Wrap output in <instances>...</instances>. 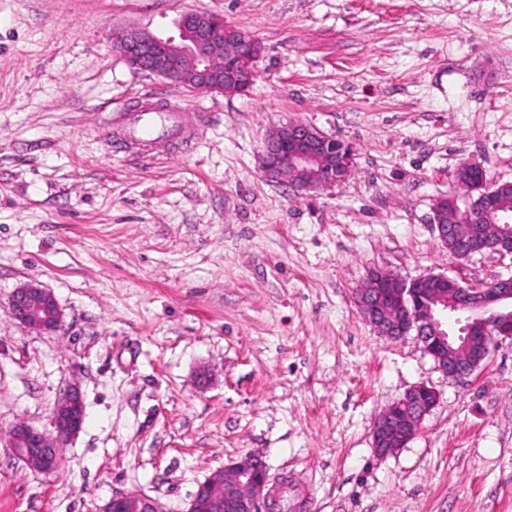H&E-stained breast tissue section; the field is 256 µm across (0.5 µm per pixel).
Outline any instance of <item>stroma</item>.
<instances>
[{
  "label": "stroma",
  "instance_id": "1",
  "mask_svg": "<svg viewBox=\"0 0 512 512\" xmlns=\"http://www.w3.org/2000/svg\"><path fill=\"white\" fill-rule=\"evenodd\" d=\"M189 11L258 39L249 89L189 90L115 46ZM146 91L186 105L179 147L126 144ZM290 121L351 144V175L302 195L265 177L264 138ZM462 162L512 181V0H0V512L122 492L186 512L247 454L309 512H512V341L462 383L355 299L372 269L512 276V257L458 260L437 236L436 199L470 200ZM27 282L54 294L57 331L12 317ZM419 383L437 405L377 456L379 414ZM73 386L82 430L56 472L26 467L9 430H49Z\"/></svg>",
  "mask_w": 512,
  "mask_h": 512
}]
</instances>
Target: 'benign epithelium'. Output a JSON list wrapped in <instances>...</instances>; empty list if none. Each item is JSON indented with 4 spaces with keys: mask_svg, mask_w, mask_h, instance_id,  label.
Wrapping results in <instances>:
<instances>
[{
    "mask_svg": "<svg viewBox=\"0 0 512 512\" xmlns=\"http://www.w3.org/2000/svg\"><path fill=\"white\" fill-rule=\"evenodd\" d=\"M115 44L134 69L171 84L200 91L236 93L239 62L260 53L257 40L220 16L189 11L178 22V36L160 38L148 30L129 28ZM331 136L301 121L272 129L260 155L263 174L300 193L343 181L351 172L354 150L331 155ZM433 224L443 244L466 254L465 245L485 232L479 217L461 219L433 209ZM365 319L383 336L396 341L410 333L432 356L447 377L463 381L487 361L496 340H512V278L486 284L461 283L443 274L412 282L382 271L368 274L357 297ZM14 318L44 333L58 330L62 310L51 292L39 284H24L12 295ZM438 393L425 383L411 387L378 417L373 448L380 455L399 450L416 434L435 407ZM85 407L78 388L68 389L57 401L51 432L18 423L8 434V447L27 467L49 472L59 464V448L82 429ZM200 484L186 512H260L271 507L265 462L247 455ZM103 512H163L158 501L141 493L116 494Z\"/></svg>",
    "mask_w": 512,
    "mask_h": 512,
    "instance_id": "1",
    "label": "benign epithelium"
}]
</instances>
